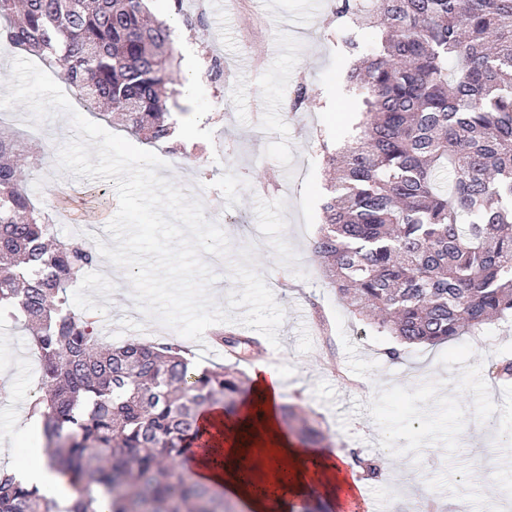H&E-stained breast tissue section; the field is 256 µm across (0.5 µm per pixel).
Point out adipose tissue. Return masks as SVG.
Segmentation results:
<instances>
[{"mask_svg":"<svg viewBox=\"0 0 512 512\" xmlns=\"http://www.w3.org/2000/svg\"><path fill=\"white\" fill-rule=\"evenodd\" d=\"M252 378V391L237 416L225 415L218 406L201 415V432L213 450L196 459L199 481L223 485L228 496L247 501L253 512H284L287 499L315 490L343 508L346 497L362 485L354 456L307 447L282 428L280 369L259 362ZM16 475L48 496H57L63 487L62 475L48 467L35 444L25 448Z\"/></svg>","mask_w":512,"mask_h":512,"instance_id":"obj_1","label":"adipose tissue"}]
</instances>
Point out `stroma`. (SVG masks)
<instances>
[{
    "label": "stroma",
    "instance_id": "stroma-1",
    "mask_svg": "<svg viewBox=\"0 0 512 512\" xmlns=\"http://www.w3.org/2000/svg\"><path fill=\"white\" fill-rule=\"evenodd\" d=\"M331 0H224L222 14L205 12V30L188 29L202 59L220 55L229 67L221 81L200 75L192 100H180L176 119L200 135L198 143L173 153L152 148L165 163L158 176L185 194L203 199L210 221L227 235L233 250L253 246L265 281L287 278L289 289L274 288L284 312L279 347L269 341L248 348L239 363L250 372L255 360L275 353L282 372L283 399L322 433L320 447L356 450L381 465L363 488L380 512H407L419 497L439 502L464 499L468 512H491L512 495V458L495 461V471L470 478L468 471L483 448H505V441L469 423L472 412L492 413L512 424V381L492 380L491 360L512 358V326L485 329L484 341L464 336L441 345L403 348L390 360L386 337L372 330L321 276L312 241L321 222L329 174L318 149L320 137L348 132L351 110L338 109L334 95L345 87L351 60L329 26ZM306 81L309 108L291 117L282 103L289 90ZM44 135L24 152L28 183L50 216L61 240L95 235L110 242L106 226L118 208L113 182L75 176L58 166L60 148L74 135L66 115L42 122ZM275 168L280 185L260 182ZM112 265L98 257L75 288L76 312L94 318L106 340L119 345L160 331L158 322L136 308L127 277L109 278ZM328 333L316 327L318 316ZM0 467L23 452L20 414L39 395L40 366L28 332L11 319L0 320ZM426 448L420 478L392 470L393 461L412 462Z\"/></svg>",
    "mask_w": 512,
    "mask_h": 512
}]
</instances>
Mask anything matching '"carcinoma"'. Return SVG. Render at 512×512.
I'll return each mask as SVG.
<instances>
[{"mask_svg":"<svg viewBox=\"0 0 512 512\" xmlns=\"http://www.w3.org/2000/svg\"><path fill=\"white\" fill-rule=\"evenodd\" d=\"M336 38L357 62L353 134L320 149L335 178L314 253L355 315L401 345L477 336L512 316V0H338ZM0 40L61 67L76 95L157 144L173 134L175 47L147 0H0ZM378 27L369 45L350 32ZM304 82L288 93L297 116ZM0 130V316L36 329L49 466L76 494L48 497L0 469V512H229L180 459L201 413L237 415L230 366L197 367L173 342L105 343L67 288L96 262L49 244V216ZM512 377V360L488 366Z\"/></svg>","mask_w":512,"mask_h":512,"instance_id":"cac0c4a2","label":"carcinoma"}]
</instances>
